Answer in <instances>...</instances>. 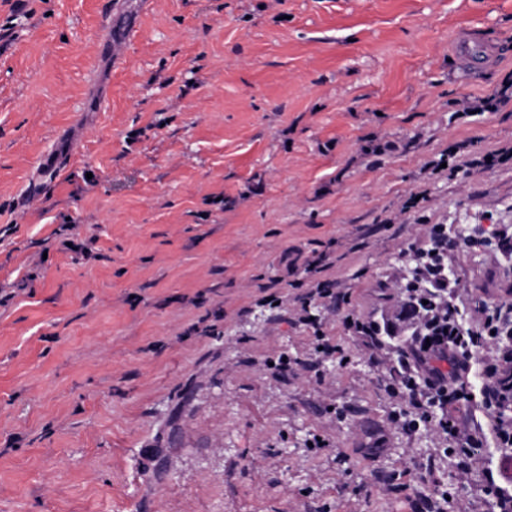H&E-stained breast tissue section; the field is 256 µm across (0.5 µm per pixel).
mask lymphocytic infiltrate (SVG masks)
I'll list each match as a JSON object with an SVG mask.
<instances>
[{"mask_svg": "<svg viewBox=\"0 0 512 512\" xmlns=\"http://www.w3.org/2000/svg\"><path fill=\"white\" fill-rule=\"evenodd\" d=\"M456 248L447 225H426L425 243L416 250L414 272L399 294L397 323L408 325L410 339L401 348L396 370L386 378L385 388L404 403L402 409L393 412L392 419L405 431L430 422L431 406L452 411V418L435 422L444 441L443 448L436 451L437 458L453 454L463 474L480 471V478L473 484L475 499L491 504L492 512H512V492L497 484L493 471L479 467L484 455L482 435L461 427L455 418L469 400L464 375L471 371L476 351L501 337L512 341V301L492 306L477 302L471 323L462 324L448 300V258ZM335 263L336 258L329 251L301 263L289 260V271L301 268L308 276L307 281L293 283L298 293L292 299L299 304L297 320L301 324H310L313 305L336 309L346 303V293L319 279ZM262 293L283 310L292 300L273 282ZM343 323L369 347L374 363L385 364L378 335L395 333L397 323L380 327L352 313L344 317ZM502 361L500 368L491 371L480 395L485 407L495 415L498 447L512 450V349L503 354Z\"/></svg>", "mask_w": 512, "mask_h": 512, "instance_id": "f902f5d3", "label": "lymphocytic infiltrate"}]
</instances>
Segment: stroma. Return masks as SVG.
Here are the masks:
<instances>
[{
    "label": "stroma",
    "mask_w": 512,
    "mask_h": 512,
    "mask_svg": "<svg viewBox=\"0 0 512 512\" xmlns=\"http://www.w3.org/2000/svg\"><path fill=\"white\" fill-rule=\"evenodd\" d=\"M474 32L512 44V0H0V512H427L437 488L465 512L341 315L314 310L335 357L276 379L315 338L257 299L332 247L348 310L392 317L426 222L460 243L459 310L512 297V164L428 167L512 148V99L454 117L512 73L461 67ZM69 221L96 257L61 246ZM468 424L512 489L493 414ZM465 146L458 145L453 149H456V152H453V149L448 151V163L442 156L438 162H433V173L438 174L443 171H448V176L453 177L457 175L463 168H468L474 165L475 163H479L482 165H494V164H503L512 159V151L511 149H501L495 151L494 153H489L484 155L481 159H466V156L459 155L461 148ZM488 157H491V160H488ZM442 163H446V168H440Z\"/></svg>",
    "instance_id": "stroma-1"
}]
</instances>
